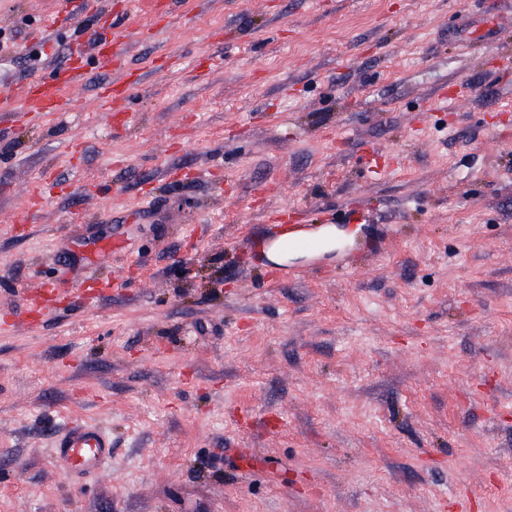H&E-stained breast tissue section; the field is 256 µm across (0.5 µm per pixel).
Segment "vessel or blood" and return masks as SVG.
<instances>
[{"label":"vessel or blood","mask_w":512,"mask_h":512,"mask_svg":"<svg viewBox=\"0 0 512 512\" xmlns=\"http://www.w3.org/2000/svg\"><path fill=\"white\" fill-rule=\"evenodd\" d=\"M125 40L117 24L96 31L92 44L77 43L67 58L29 79L21 96L0 94V112L60 114L70 111L71 104L62 94L65 87L81 85L89 80V65L109 74L107 83L96 87V97L110 111H126L133 83L126 66ZM271 249L284 246L306 247L310 241L301 227L289 223L287 209L277 212L276 223L265 237ZM61 288L55 282L38 278L37 289L30 295V312L46 317L55 308ZM115 442L111 433L98 423L72 418L58 427L53 436L52 456L64 475L81 481L102 474L112 461Z\"/></svg>","instance_id":"obj_1"}]
</instances>
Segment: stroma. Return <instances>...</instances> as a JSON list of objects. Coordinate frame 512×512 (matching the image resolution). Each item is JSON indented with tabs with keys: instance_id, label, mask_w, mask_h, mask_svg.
Masks as SVG:
<instances>
[{
	"instance_id": "obj_1",
	"label": "stroma",
	"mask_w": 512,
	"mask_h": 512,
	"mask_svg": "<svg viewBox=\"0 0 512 512\" xmlns=\"http://www.w3.org/2000/svg\"><path fill=\"white\" fill-rule=\"evenodd\" d=\"M111 2L92 25L134 32L163 0ZM491 3L175 0L129 46L126 126L84 85L0 113V512H512V17L451 37ZM81 10L0 0V86L46 68L45 17L57 54L88 39ZM355 204L372 223L266 285L267 211ZM118 236L119 288L28 324L34 274L75 286ZM78 416L116 446L76 484L50 448Z\"/></svg>"
}]
</instances>
